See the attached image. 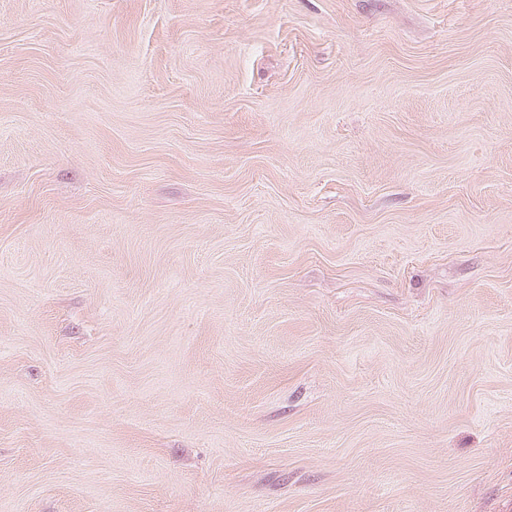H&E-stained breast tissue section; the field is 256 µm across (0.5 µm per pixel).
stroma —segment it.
I'll list each match as a JSON object with an SVG mask.
<instances>
[{"label":"stroma","mask_w":512,"mask_h":512,"mask_svg":"<svg viewBox=\"0 0 512 512\" xmlns=\"http://www.w3.org/2000/svg\"><path fill=\"white\" fill-rule=\"evenodd\" d=\"M0 512H512V0H0Z\"/></svg>","instance_id":"1"}]
</instances>
